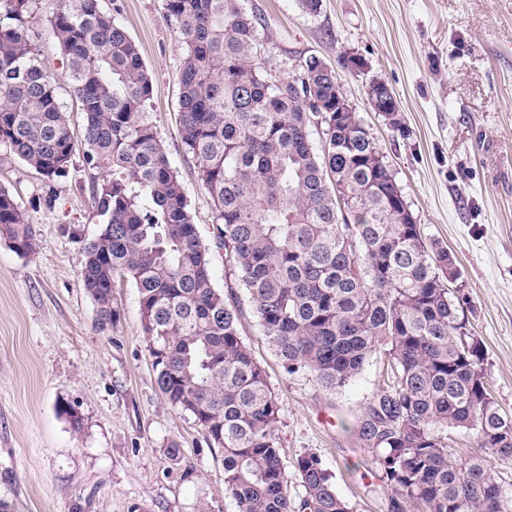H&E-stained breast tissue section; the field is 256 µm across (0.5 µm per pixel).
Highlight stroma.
Returning a JSON list of instances; mask_svg holds the SVG:
<instances>
[{
    "instance_id": "35a3bbf8",
    "label": "stroma",
    "mask_w": 512,
    "mask_h": 512,
    "mask_svg": "<svg viewBox=\"0 0 512 512\" xmlns=\"http://www.w3.org/2000/svg\"><path fill=\"white\" fill-rule=\"evenodd\" d=\"M255 2L270 26L262 54L270 64L294 51L334 67L344 55L364 60L363 72L340 69L342 90L425 236L455 253L490 393L512 415V0H322L314 15L298 0ZM101 5L139 47L153 82L151 119L211 247L214 283L223 286L211 201L180 141L181 39L163 0ZM373 79L396 96L399 127L371 109ZM96 175L81 165L48 186L0 152V186L38 243L22 257L0 237V503L6 512H238L220 451L157 386L130 282L114 290L112 328L97 325L80 279L84 246L100 231L89 191ZM49 188L58 197L51 209L39 203ZM241 334L281 406L285 460L319 455L352 512H388L370 457L341 426L386 380L388 355H374L332 394L284 370L251 310Z\"/></svg>"
}]
</instances>
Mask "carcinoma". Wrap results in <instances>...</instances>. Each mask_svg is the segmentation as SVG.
I'll use <instances>...</instances> for the list:
<instances>
[{
	"mask_svg": "<svg viewBox=\"0 0 512 512\" xmlns=\"http://www.w3.org/2000/svg\"><path fill=\"white\" fill-rule=\"evenodd\" d=\"M164 2L185 47L180 139L210 197L222 289L122 25L101 0H56L42 22L67 63L77 104L68 112L40 59L35 0H0V151L48 184L79 152L98 171L90 191L103 227L80 272L97 324L117 320L114 288L129 281L158 388L221 450L238 512H351L313 453L294 462L302 494L288 491L280 406L242 338L241 290L287 373L327 392L388 353L391 377L359 409L356 436L389 512H512L494 466L512 457V416L487 390L480 342L449 288L461 278L457 257L405 222L403 189L377 142L358 112L336 111L337 71L316 57L299 72L258 65L268 23L253 0ZM0 235L19 255L36 250L1 186ZM450 429L481 453L448 447Z\"/></svg>",
	"mask_w": 512,
	"mask_h": 512,
	"instance_id": "cac0c4a2",
	"label": "carcinoma"
}]
</instances>
